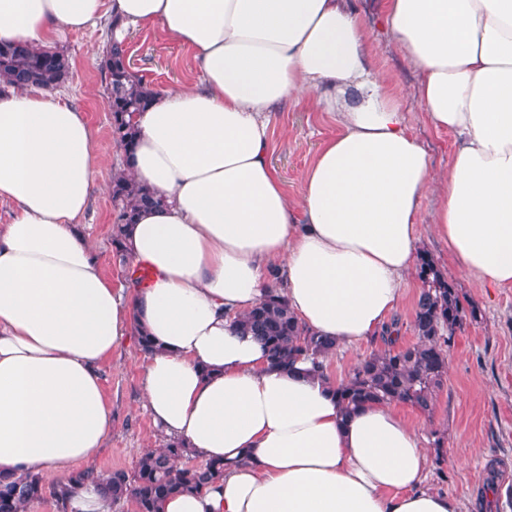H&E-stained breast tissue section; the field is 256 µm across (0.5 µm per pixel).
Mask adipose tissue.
<instances>
[{"mask_svg":"<svg viewBox=\"0 0 512 512\" xmlns=\"http://www.w3.org/2000/svg\"><path fill=\"white\" fill-rule=\"evenodd\" d=\"M451 161L427 150L377 71L349 0H0V43L50 48L111 20L194 54L191 87L135 115L127 173L166 200L128 228L146 283L114 288L81 220L100 172L85 113L0 91V480L92 468L112 429L101 367L143 327L158 346L144 407L224 475L159 512H459L424 483L429 454L390 404L344 412L335 380L270 365L237 319L272 290L343 347L377 338L421 253L420 203L482 285H512V0H381ZM310 104L337 125L298 198L268 162L269 115Z\"/></svg>","mask_w":512,"mask_h":512,"instance_id":"adipose-tissue-1","label":"adipose tissue"}]
</instances>
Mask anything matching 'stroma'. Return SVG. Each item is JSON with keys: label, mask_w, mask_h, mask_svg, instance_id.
Listing matches in <instances>:
<instances>
[{"label": "stroma", "mask_w": 512, "mask_h": 512, "mask_svg": "<svg viewBox=\"0 0 512 512\" xmlns=\"http://www.w3.org/2000/svg\"><path fill=\"white\" fill-rule=\"evenodd\" d=\"M368 31L371 60L376 69L395 78L393 96L407 112L411 131L426 148L433 172L446 171L453 136L433 128L416 99L417 78L390 35L372 16L378 0H351ZM109 31L103 27L69 32L60 49L71 72L62 90L83 110L94 133L101 159L98 180L84 218L85 232L94 242L104 274L113 285L128 282L130 266L112 251L110 228L114 220L110 183L121 149L112 138L106 85L99 47ZM128 60L132 71L156 89L191 85L198 72L191 53L160 29L129 32ZM269 162L288 190L298 198L305 171L321 143L338 128L324 113L306 105L281 104L271 115ZM440 199L423 198L419 234L423 251L453 280L461 294L478 308L476 321L453 337L447 351L448 373L435 397L432 412L403 406L402 411L422 438L428 453L442 452V470H429L428 484L458 500L460 512H480V497L489 472H496L499 512H512V285L482 288L459 269L447 248L432 233ZM146 356L137 340H129L119 356L103 366V384L112 407V431L95 462L98 469L134 472L140 457L161 448L158 430L145 411L142 377ZM444 438L443 449L434 442Z\"/></svg>", "instance_id": "1"}]
</instances>
